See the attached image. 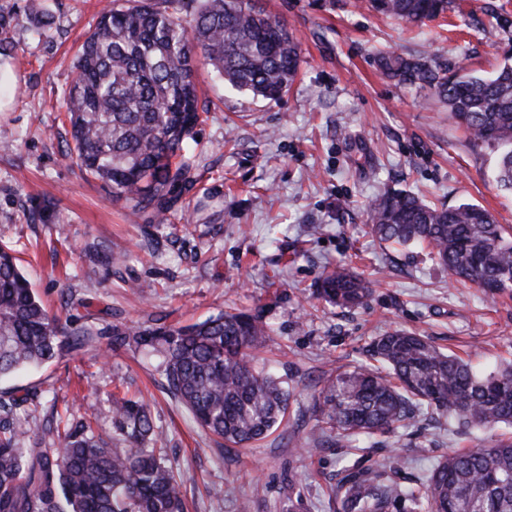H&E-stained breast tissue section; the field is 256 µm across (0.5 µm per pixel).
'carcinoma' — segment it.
<instances>
[{
	"label": "carcinoma",
	"mask_w": 512,
	"mask_h": 512,
	"mask_svg": "<svg viewBox=\"0 0 512 512\" xmlns=\"http://www.w3.org/2000/svg\"><path fill=\"white\" fill-rule=\"evenodd\" d=\"M128 2L106 7L76 54V77L63 96L69 152L114 199L162 224L166 199L192 170L185 147L202 122L198 59L230 86L279 100L297 73L298 44L254 0ZM371 2L409 24L448 9V0ZM379 66L400 83L428 86L454 122L497 146L496 181L512 188L511 56L490 75L461 66L450 76L416 56H384ZM368 212L379 241L426 247L448 275L486 293L512 288V236L487 210L437 207L399 191L376 197ZM370 292L369 282L343 266L317 288L341 308L363 304ZM92 335L50 316L18 257L0 246V378L80 350ZM112 335L120 346L160 356L167 391L227 448L268 436L289 409L288 382L248 353L268 336L259 313L224 312L184 326L155 319ZM367 354L377 365L338 368L323 381L314 448L391 432L422 410L473 426L512 424V367L479 376L407 331L375 338ZM37 397L27 389L0 400V512H183L180 476L157 448L163 432L147 404L112 396L113 445L91 422L68 417L56 422L48 448L30 412ZM337 495L342 512H389L401 499L409 512H512V439L448 455L409 491L378 475L351 474Z\"/></svg>",
	"instance_id": "carcinoma-1"
}]
</instances>
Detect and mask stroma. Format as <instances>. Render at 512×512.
Instances as JSON below:
<instances>
[{
	"label": "stroma",
	"mask_w": 512,
	"mask_h": 512,
	"mask_svg": "<svg viewBox=\"0 0 512 512\" xmlns=\"http://www.w3.org/2000/svg\"><path fill=\"white\" fill-rule=\"evenodd\" d=\"M28 0H0V244L14 249L49 312L98 335L83 350L0 380V397L35 389L45 419L71 410L112 434L109 396L150 405L163 453L183 477L186 512H341L332 490L343 469L388 470L404 488L438 461L488 447L512 426L462 427L416 415L393 432L297 452L318 431L315 397L336 368L367 361L376 336L403 329L489 373L512 363V291L494 296L455 282L425 251L371 236L367 209L390 189L436 205L469 202L512 226V190L490 178L491 147L449 120L429 87L383 74L378 52L421 55L454 71H495L512 54V0H448L413 26L368 0H257L300 49L298 76L279 101L232 88L205 64L204 109L191 179L168 222L150 226L86 175L62 92L103 0H47L39 31ZM346 265L372 282L359 307L316 295L324 273ZM232 309L260 312L272 334L258 362L294 391L277 430L247 449L204 433L167 391L158 359L115 346L112 328L148 318L188 325Z\"/></svg>",
	"instance_id": "1"
}]
</instances>
